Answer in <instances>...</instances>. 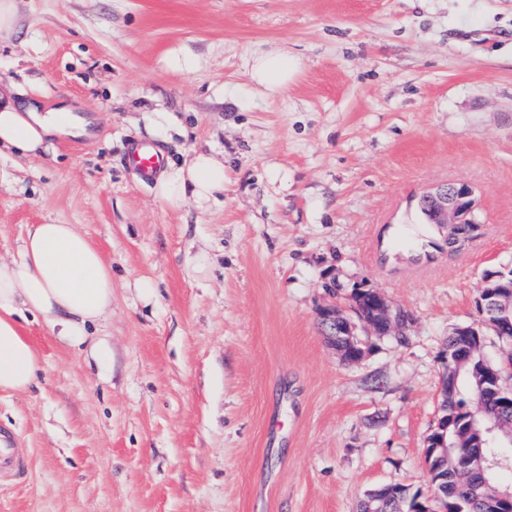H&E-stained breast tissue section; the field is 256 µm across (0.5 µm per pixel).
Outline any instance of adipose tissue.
Segmentation results:
<instances>
[{"label": "adipose tissue", "instance_id": "ef3b65f1", "mask_svg": "<svg viewBox=\"0 0 512 512\" xmlns=\"http://www.w3.org/2000/svg\"><path fill=\"white\" fill-rule=\"evenodd\" d=\"M297 60L281 52L252 56L251 78L269 94L281 93L297 71ZM73 117L63 111L40 114L36 105H15L0 94V153L38 156L50 152V137L72 134ZM158 198L171 206L204 205L224 191V162L199 151L156 180ZM112 310V268L74 224H34L10 262L0 264V391L23 393L35 383L42 362L24 336L25 316L42 319L60 343L89 345L97 364L110 351L93 340L90 326Z\"/></svg>", "mask_w": 512, "mask_h": 512}]
</instances>
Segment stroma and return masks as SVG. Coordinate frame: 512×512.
Masks as SVG:
<instances>
[{"label":"stroma","instance_id":"35a3bbf8","mask_svg":"<svg viewBox=\"0 0 512 512\" xmlns=\"http://www.w3.org/2000/svg\"><path fill=\"white\" fill-rule=\"evenodd\" d=\"M0 93L68 108L51 158L0 156V260L34 224H75L112 267V351L90 365L39 321L43 371L0 392L28 457L0 512H357L427 483L441 345L512 267V0H16ZM296 58L267 95L246 61ZM181 131L151 139L145 113ZM224 161V192L174 209L127 158ZM472 186L480 229L430 256L426 190ZM156 286L151 301L137 279ZM381 291L407 344L340 362L323 284Z\"/></svg>","mask_w":512,"mask_h":512}]
</instances>
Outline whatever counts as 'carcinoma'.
Here are the masks:
<instances>
[{
  "label": "carcinoma",
  "instance_id": "obj_1",
  "mask_svg": "<svg viewBox=\"0 0 512 512\" xmlns=\"http://www.w3.org/2000/svg\"><path fill=\"white\" fill-rule=\"evenodd\" d=\"M488 361L482 352L471 360L450 368L455 380L456 401H448V453L440 455L425 450V463L437 500L434 507L446 512H484L489 485L504 486L501 475L512 472V453L503 444L491 440L479 426H472L469 407L482 398L488 411L494 412L497 401L485 388L484 372ZM390 486L368 492L360 501L359 512L374 508L377 512H421V492L400 485V496L387 497Z\"/></svg>",
  "mask_w": 512,
  "mask_h": 512
}]
</instances>
